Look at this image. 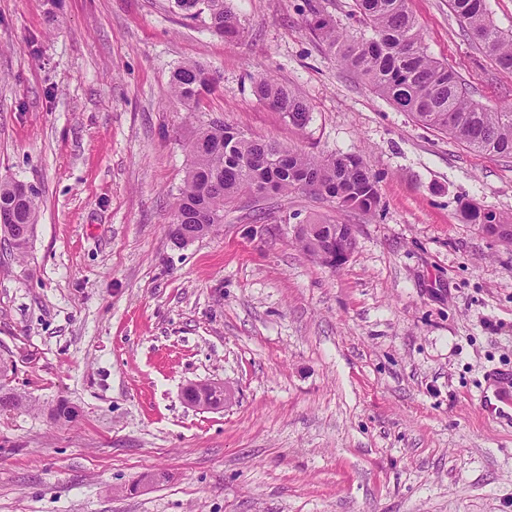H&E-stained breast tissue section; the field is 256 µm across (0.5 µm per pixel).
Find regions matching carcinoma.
<instances>
[{
  "instance_id": "obj_1",
  "label": "carcinoma",
  "mask_w": 512,
  "mask_h": 512,
  "mask_svg": "<svg viewBox=\"0 0 512 512\" xmlns=\"http://www.w3.org/2000/svg\"><path fill=\"white\" fill-rule=\"evenodd\" d=\"M176 5L191 18L207 15L209 28L219 35L230 39L240 35V20L224 0H176ZM355 6L365 25L358 36L344 33L331 17L311 10L312 30L345 67L360 73L379 95L421 124L451 135L476 153L512 157V109L493 110L474 102L463 80L430 57L406 0H355ZM448 8L464 24L472 43L485 49L497 66L512 70V35L493 24L486 0H448ZM213 83L206 67L184 63L171 76V95L190 109L211 91ZM252 91L291 124L303 127L309 121L307 103L268 74L259 72L252 77ZM188 152L190 166L172 212L176 232L170 234L180 245L224 223V208L240 194L254 195L265 186L275 194L310 191L365 214L379 205L376 180L356 155H309L217 122L197 134ZM0 200L16 208L17 231L3 237V243L22 255L37 221L35 193L26 191L20 182L0 181ZM460 218L481 226L512 223L472 202L461 204ZM12 369V362L0 356V393L11 395L15 410L36 409L31 397L6 384ZM76 416L75 407L65 401L51 410L57 422L70 423Z\"/></svg>"
}]
</instances>
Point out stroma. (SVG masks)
<instances>
[{
    "mask_svg": "<svg viewBox=\"0 0 512 512\" xmlns=\"http://www.w3.org/2000/svg\"><path fill=\"white\" fill-rule=\"evenodd\" d=\"M232 42L175 0H0V180L31 186L24 257L0 246V355L40 404L0 414V512H512V423L487 416L512 371V247L462 223L512 217V157L395 109L310 29L349 33L354 0H226ZM428 54L471 98L512 106V72L448 0H407ZM186 62L216 72L194 111ZM269 72L310 107L293 126L253 94ZM315 155H360L371 214L296 190L240 195L186 245L167 234L210 122ZM353 225L339 271L294 227ZM224 384L222 408L188 406ZM76 422L49 416L58 401ZM213 83L214 78L206 67L191 62L184 63L171 76V95L174 100L190 109L203 94L211 91ZM460 218L465 224H479L481 228L485 224L486 231L488 225L492 224L496 230L492 232L490 230L487 231V233L496 237L506 245H512V227L505 226L503 229L497 228V224H510L512 226V219L505 220L501 214L472 202L461 204Z\"/></svg>",
    "mask_w": 512,
    "mask_h": 512,
    "instance_id": "stroma-1",
    "label": "stroma"
}]
</instances>
